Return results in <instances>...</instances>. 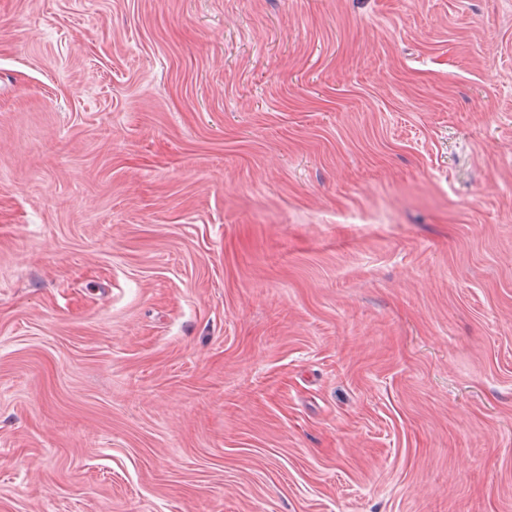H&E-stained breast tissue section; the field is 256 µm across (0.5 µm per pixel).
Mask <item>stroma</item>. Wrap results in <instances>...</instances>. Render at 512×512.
<instances>
[{
  "instance_id": "obj_1",
  "label": "stroma",
  "mask_w": 512,
  "mask_h": 512,
  "mask_svg": "<svg viewBox=\"0 0 512 512\" xmlns=\"http://www.w3.org/2000/svg\"><path fill=\"white\" fill-rule=\"evenodd\" d=\"M0 512H512V0H0Z\"/></svg>"
}]
</instances>
